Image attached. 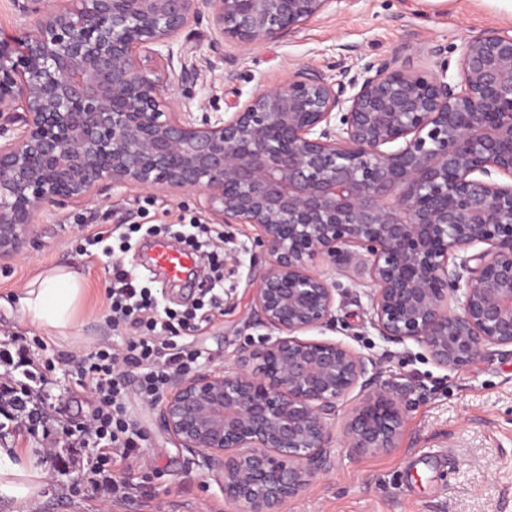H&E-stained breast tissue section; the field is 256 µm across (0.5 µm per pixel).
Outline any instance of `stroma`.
Here are the masks:
<instances>
[{
  "label": "stroma",
  "instance_id": "1",
  "mask_svg": "<svg viewBox=\"0 0 512 512\" xmlns=\"http://www.w3.org/2000/svg\"><path fill=\"white\" fill-rule=\"evenodd\" d=\"M492 29H512V13L495 0H331L305 25L245 51L214 45L203 21L178 41L186 63L198 67L196 83L183 88L177 70L170 83L176 95H188L199 116L246 100L302 66L333 74L340 59L353 65L362 57L393 58L408 69L431 72L442 55L451 62L448 78L454 81L463 42ZM210 222L197 194L110 188L102 201L40 213L29 257L0 265V386L28 384L47 411L38 429L20 419L0 433V447L36 458L47 474L38 505H20L16 512H232L200 457L160 427L156 406L141 401L136 384H129L127 402L143 448L134 461L112 467L124 493L112 497L95 490L89 481L95 449L64 436L65 429L86 422L96 404L78 382L83 357L119 342L106 318L111 259L132 269L140 283L158 287L161 303L175 309L197 300L209 273L201 263L195 275L167 283L149 263L148 242L111 258L88 257L81 253L85 237L121 224ZM215 230L224 238V301L188 341L201 350L202 368L229 371L243 347L269 333L253 301L265 263L255 226L219 224ZM59 266L79 272L86 288L75 325L63 336L25 322L19 305L30 281ZM310 271L336 285L335 319L313 331V338L340 342L374 360L378 384L403 398L404 423L391 448L354 454L335 447L333 469L312 478L283 512H512V358L494 355L457 370L442 368L417 342L379 335L370 323L367 280L335 270L324 258ZM42 343L49 348L47 362L21 366L19 351L35 359Z\"/></svg>",
  "mask_w": 512,
  "mask_h": 512
}]
</instances>
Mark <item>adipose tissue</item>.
<instances>
[{
  "label": "adipose tissue",
  "mask_w": 512,
  "mask_h": 512,
  "mask_svg": "<svg viewBox=\"0 0 512 512\" xmlns=\"http://www.w3.org/2000/svg\"><path fill=\"white\" fill-rule=\"evenodd\" d=\"M80 277L65 268L39 275L19 299L23 320L44 331L61 333L73 327L83 300ZM46 474L34 459L0 448V499L14 503L37 497Z\"/></svg>",
  "instance_id": "obj_1"
}]
</instances>
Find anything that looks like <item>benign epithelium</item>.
I'll return each mask as SVG.
<instances>
[{
	"label": "benign epithelium",
	"mask_w": 512,
	"mask_h": 512,
	"mask_svg": "<svg viewBox=\"0 0 512 512\" xmlns=\"http://www.w3.org/2000/svg\"><path fill=\"white\" fill-rule=\"evenodd\" d=\"M332 0H24L0 31V262L28 254L35 217L103 187L196 192L219 224H253L266 269L261 324L237 366L176 374L160 426L237 512H281L333 466L338 403L368 391L342 435L394 446L401 397L374 362L300 334L335 318L325 256L373 287L380 336L416 341L446 369L512 356V33L463 43L458 81L395 61L301 67L197 119L168 87L173 45L207 18L245 50ZM477 253H471L476 247Z\"/></svg>",
	"instance_id": "obj_1"
}]
</instances>
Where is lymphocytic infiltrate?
Wrapping results in <instances>:
<instances>
[{
	"mask_svg": "<svg viewBox=\"0 0 512 512\" xmlns=\"http://www.w3.org/2000/svg\"><path fill=\"white\" fill-rule=\"evenodd\" d=\"M165 234L178 239L187 249L205 252L210 267L203 299L186 309L160 308L152 288L140 285L134 274L119 262H112L109 285L105 290L107 321L122 339L121 346L102 345L87 354L80 380L97 399L89 422L66 430V437L96 448L91 464L93 486L106 494L116 492L112 464L136 453L142 435L132 419L127 403V382L136 377L148 402L160 400L172 377L199 366L200 354L184 344L185 336L206 321V311L221 303L224 288V251L216 246L208 225L166 224L146 228L126 225L122 245H129L133 234Z\"/></svg>",
	"mask_w": 512,
	"mask_h": 512,
	"instance_id": "1",
	"label": "lymphocytic infiltrate"
}]
</instances>
